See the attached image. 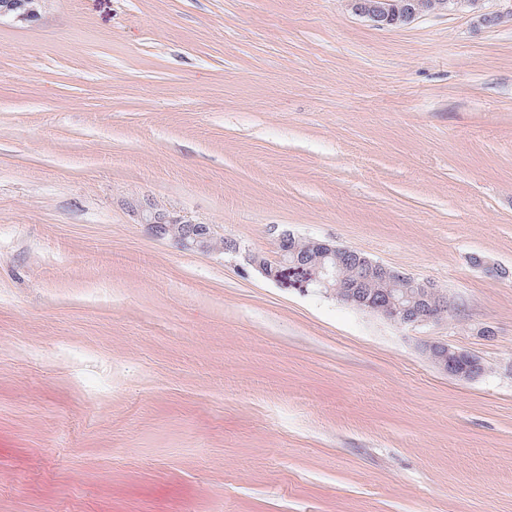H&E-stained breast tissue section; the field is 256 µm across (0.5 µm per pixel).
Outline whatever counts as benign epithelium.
Instances as JSON below:
<instances>
[{
	"mask_svg": "<svg viewBox=\"0 0 512 512\" xmlns=\"http://www.w3.org/2000/svg\"><path fill=\"white\" fill-rule=\"evenodd\" d=\"M354 10L379 27H389L428 14L427 0H351ZM42 0H7L0 8V17L11 15L19 21H33L40 15ZM148 230L159 238L172 240L179 248L200 253H240V245L232 240L220 243L210 224H192L168 220L161 213L143 217ZM312 253L292 258L281 251L275 260L247 253L244 260L254 271L285 287L308 289L333 294L341 302L356 309L379 315L401 327H417L439 322L452 313L453 303L448 294L429 281H419L392 267L375 262L362 252L338 246L329 240L309 239ZM349 256L355 267L345 273L340 258ZM400 298H395L397 292ZM429 359L449 375L461 381L478 378L483 364L468 352L443 342L424 347Z\"/></svg>",
	"mask_w": 512,
	"mask_h": 512,
	"instance_id": "1",
	"label": "benign epithelium"
}]
</instances>
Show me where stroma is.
<instances>
[{
    "instance_id": "35a3bbf8",
    "label": "stroma",
    "mask_w": 512,
    "mask_h": 512,
    "mask_svg": "<svg viewBox=\"0 0 512 512\" xmlns=\"http://www.w3.org/2000/svg\"><path fill=\"white\" fill-rule=\"evenodd\" d=\"M149 206L268 257L336 241L457 310L280 287ZM0 512H512V0L0 17ZM432 0H408L399 4L397 0H351L354 10L368 17L379 27H389L401 21H410L420 14H442L448 11H459L468 5H474V0H434L433 9L442 8L443 2H448L447 10H428L425 3ZM148 230L159 238L172 240L179 248L186 251L211 253L224 250V253L239 254L240 245L236 241L227 240L224 249L220 239L209 224H192L168 220L161 213H149L142 218ZM219 249V250H218ZM424 351L435 365L458 380H474L481 374L483 364L477 356L455 349L446 343L427 344Z\"/></svg>"
}]
</instances>
